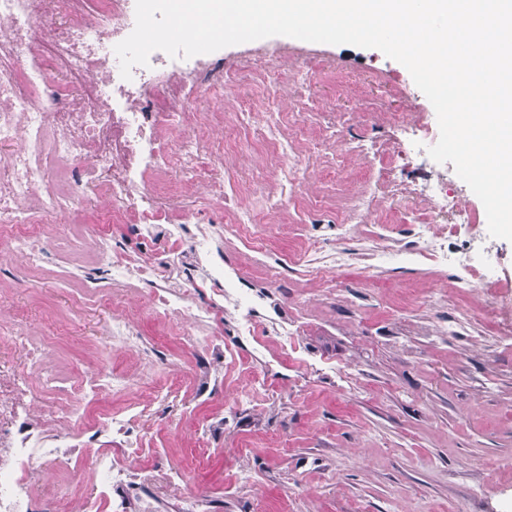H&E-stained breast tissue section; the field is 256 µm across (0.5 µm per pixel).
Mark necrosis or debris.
<instances>
[{
    "label": "necrosis or debris",
    "instance_id": "obj_1",
    "mask_svg": "<svg viewBox=\"0 0 512 512\" xmlns=\"http://www.w3.org/2000/svg\"><path fill=\"white\" fill-rule=\"evenodd\" d=\"M134 26L135 0H0V252L13 258L20 281L55 263L49 218L79 215L102 190L96 221L85 227L93 259L69 275L112 313L103 346L139 367L103 361L59 378L52 343L33 335L23 315L0 316V512H212L185 474L152 450L149 422L160 406L180 414L190 398L223 386L224 374L169 370L142 317L175 326L196 356L219 366L225 336L237 339L252 376L236 400L254 404L266 395L256 365L270 367L294 343L287 328L260 320L289 274L316 280L326 300L340 296L342 274L356 260L414 261L437 275L452 268L455 291L479 294L487 281L474 254L486 214L470 212L447 178L396 175L422 140L440 136L422 112L397 124L400 140L337 138L350 120L342 112L325 113L313 136L306 113L267 110L305 98L304 84L290 79L298 61L156 50L126 80L114 47ZM254 85L266 87L267 101L242 100L238 113L212 104L223 91ZM232 130L264 146L260 163L241 165ZM340 152L372 162L339 217L358 225L359 248L337 249L315 224L293 253L272 251L267 228L298 204L301 176H334ZM402 208L407 232L390 238L380 218ZM462 227L465 251L450 245ZM228 232L265 258L250 293L226 282L214 258ZM54 473L70 480L69 497L43 496ZM87 477L95 495L82 492Z\"/></svg>",
    "mask_w": 512,
    "mask_h": 512
}]
</instances>
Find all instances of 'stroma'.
Returning a JSON list of instances; mask_svg holds the SVG:
<instances>
[{"instance_id":"1","label":"stroma","mask_w":512,"mask_h":512,"mask_svg":"<svg viewBox=\"0 0 512 512\" xmlns=\"http://www.w3.org/2000/svg\"><path fill=\"white\" fill-rule=\"evenodd\" d=\"M260 45L306 61L318 105L358 113L376 138L392 135L387 113L411 109L409 71L378 49L285 36ZM486 244L501 259L490 309L464 294L434 297L417 264L356 271L357 307L319 300L313 281H289L264 318L287 319L294 299H310L311 310L296 354L268 382L272 398L232 404L248 374L225 364L223 391L190 403L182 419L189 429L220 416L223 430L177 440L161 411L152 448L220 512H512V335L496 328L497 308L512 313V242ZM68 269L13 285L14 304L54 342L62 371L108 357L133 367L100 348L109 312L78 297ZM454 317L459 335H437ZM280 429L287 443L275 439ZM238 467L249 483L234 480Z\"/></svg>"}]
</instances>
